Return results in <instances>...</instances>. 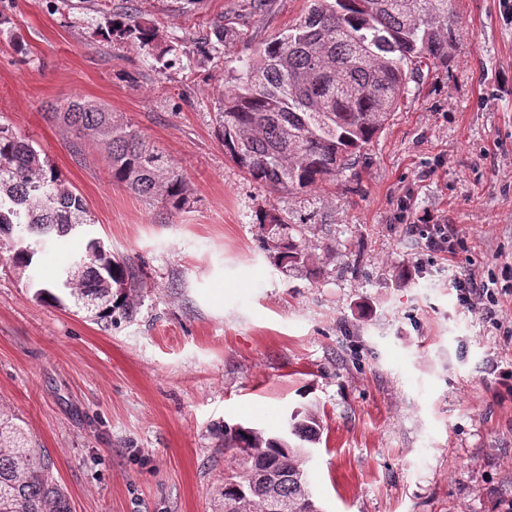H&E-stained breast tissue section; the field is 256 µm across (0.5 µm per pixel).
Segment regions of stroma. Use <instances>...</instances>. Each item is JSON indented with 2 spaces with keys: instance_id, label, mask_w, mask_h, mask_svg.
I'll list each match as a JSON object with an SVG mask.
<instances>
[{
  "instance_id": "obj_1",
  "label": "stroma",
  "mask_w": 512,
  "mask_h": 512,
  "mask_svg": "<svg viewBox=\"0 0 512 512\" xmlns=\"http://www.w3.org/2000/svg\"><path fill=\"white\" fill-rule=\"evenodd\" d=\"M0 0V124L32 141L94 219L46 238L40 282L88 237L134 267L131 318L95 322L41 301L0 243V417L47 449L73 512H214L234 461L224 429L321 428L307 463L323 512H506L512 504V0H452L462 36L423 69L335 182L272 194L214 131L224 79L308 0ZM133 12L190 64L162 72L103 39ZM237 38L204 53L215 25ZM109 108L187 178L169 213L112 181L103 148L52 116L73 97ZM299 225L312 268L276 265L259 225ZM456 225L460 265L493 280L500 327L458 301L424 225Z\"/></svg>"
}]
</instances>
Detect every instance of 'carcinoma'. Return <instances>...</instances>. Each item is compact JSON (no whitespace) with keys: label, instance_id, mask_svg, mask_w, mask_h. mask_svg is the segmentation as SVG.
<instances>
[{"label":"carcinoma","instance_id":"carcinoma-1","mask_svg":"<svg viewBox=\"0 0 512 512\" xmlns=\"http://www.w3.org/2000/svg\"><path fill=\"white\" fill-rule=\"evenodd\" d=\"M451 0H311L307 14L264 43L244 74L224 82L218 101L216 135L225 154L250 180L274 194L311 191L348 168L354 154L372 142L399 107L408 85L427 61L448 68L454 58L459 25ZM108 39H120L144 51L159 69L173 67L178 48L156 26L131 15L110 14L99 26ZM234 38L215 27L201 45L218 51ZM80 138L91 133L108 151L112 181L171 212L195 203L184 174L140 132L102 105L75 98L54 113ZM93 223L76 193L29 141L0 125V235L11 239L13 266L35 284V258L44 239H65ZM259 224L278 236V263L304 264L307 248L294 240V225L274 208ZM136 275L112 258L96 237L72 257L51 287L36 295L62 303L67 291L89 317L112 319L129 307L119 302ZM315 416L292 413L289 435L267 437L252 428L224 430V447L236 451L237 466L224 472L216 488L219 512H240L233 486L246 489L242 458L259 453L251 480L278 478L274 497L295 512H321L308 488L304 463L319 440ZM50 455L26 442L20 429L0 419V512H72L53 476Z\"/></svg>","mask_w":512,"mask_h":512}]
</instances>
